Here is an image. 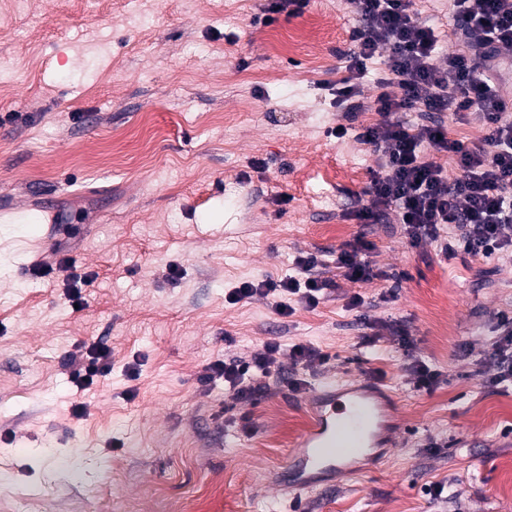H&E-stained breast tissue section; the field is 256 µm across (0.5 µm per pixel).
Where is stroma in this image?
Segmentation results:
<instances>
[{"label":"stroma","instance_id":"1","mask_svg":"<svg viewBox=\"0 0 512 512\" xmlns=\"http://www.w3.org/2000/svg\"><path fill=\"white\" fill-rule=\"evenodd\" d=\"M267 5L0 0V512H160L186 498L199 512H512V389L482 382L496 315L512 312V254L448 258L398 224L352 217L375 165L356 134L379 119L336 105L359 17L346 0H309L267 25ZM415 7L443 52L459 49L450 0ZM39 201L59 223L11 217ZM359 239L374 278H337L317 307L284 317L269 299L225 300L234 283L283 279L298 257L327 262ZM61 246L94 276L77 304ZM356 293L364 303L349 307ZM393 322L442 371L433 392L414 389L384 334ZM371 328L383 338L367 347ZM271 339L331 360L284 363L307 391L274 380L253 405L200 383L210 363ZM92 343L112 371L80 393L68 360ZM377 370L392 445L334 489L279 487L308 390ZM228 404L252 430L226 424ZM431 482L445 499L424 494Z\"/></svg>","mask_w":512,"mask_h":512}]
</instances>
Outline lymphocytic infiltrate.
<instances>
[{"label": "lymphocytic infiltrate", "instance_id": "1", "mask_svg": "<svg viewBox=\"0 0 512 512\" xmlns=\"http://www.w3.org/2000/svg\"><path fill=\"white\" fill-rule=\"evenodd\" d=\"M362 25L348 51V78L336 87V104L349 112L361 111L358 79L387 49L377 83L380 94L372 106L377 123L364 127L359 138L371 147L376 167L371 171L367 200L353 216L362 224H379L389 212L411 243L441 242L443 225L454 226L456 234L441 242L449 257L464 252L491 258L512 248V101L501 98L493 88L501 64V50L512 48V0H453L464 50L440 57L434 29L419 18L413 0H348ZM398 93H391V86ZM425 110L432 120L409 122L405 113ZM472 112L485 126L475 145L449 137L438 115ZM439 153L455 162L456 176H448L436 161ZM316 255L298 257L297 275L280 280L244 281L225 296L235 304L254 297L276 298V310L293 312L289 297L309 307L317 306L335 278L314 272ZM499 334L490 358L495 371L490 385L512 387V315L498 314ZM393 341L411 355L410 369L416 390L433 392L443 381L442 372L414 353L415 344L398 324L390 327ZM278 340L267 341L251 360L235 358L207 366L201 383L223 380L236 402L256 403L268 391L269 377L280 373ZM71 378L78 390L86 391L109 374L111 351L99 345L77 350L69 357Z\"/></svg>", "mask_w": 512, "mask_h": 512}]
</instances>
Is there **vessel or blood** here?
I'll return each instance as SVG.
<instances>
[{
  "instance_id": "1",
  "label": "vessel or blood",
  "mask_w": 512,
  "mask_h": 512,
  "mask_svg": "<svg viewBox=\"0 0 512 512\" xmlns=\"http://www.w3.org/2000/svg\"><path fill=\"white\" fill-rule=\"evenodd\" d=\"M309 403L311 422L297 441L296 453L279 467L285 487L300 493L337 471H350L365 448L371 447L385 417L383 405L358 387L322 389Z\"/></svg>"
}]
</instances>
